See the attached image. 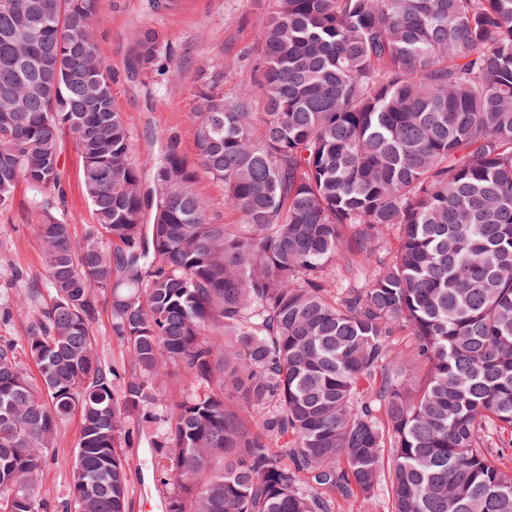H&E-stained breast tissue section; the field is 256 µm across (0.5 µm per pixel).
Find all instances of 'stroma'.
Returning a JSON list of instances; mask_svg holds the SVG:
<instances>
[{
    "label": "stroma",
    "instance_id": "stroma-1",
    "mask_svg": "<svg viewBox=\"0 0 512 512\" xmlns=\"http://www.w3.org/2000/svg\"><path fill=\"white\" fill-rule=\"evenodd\" d=\"M100 24L97 48L112 68L116 112L130 132L133 159L142 167L146 196H153L152 161L176 142L186 159L196 154L195 127L190 114L195 91L206 78L219 81L229 98L252 89L256 80L254 35L261 17L254 0H178L170 10L148 11L146 0H95ZM155 30L166 49L152 74L137 63L138 32ZM66 203L59 215L82 240L93 221L81 181V159L73 147L62 154ZM30 194L18 187L12 204L0 210V341L22 344L28 313L12 301L16 288L28 283L46 288L44 259L29 209ZM24 280H16L15 272ZM79 416L63 424L48 456L40 495L45 512H61L69 497V472L80 437ZM160 431L151 426L134 433L125 454L130 463L127 512H165V491L159 481L153 442Z\"/></svg>",
    "mask_w": 512,
    "mask_h": 512
}]
</instances>
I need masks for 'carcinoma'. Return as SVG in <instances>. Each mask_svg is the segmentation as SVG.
Segmentation results:
<instances>
[{
    "label": "carcinoma",
    "instance_id": "1",
    "mask_svg": "<svg viewBox=\"0 0 512 512\" xmlns=\"http://www.w3.org/2000/svg\"><path fill=\"white\" fill-rule=\"evenodd\" d=\"M255 4L263 111L201 85L197 157L155 159L147 221L93 0H0V209L28 187L51 293L15 295L38 377L0 343V512H42L74 413L65 512H126L130 424L159 406L167 512H335L372 501L385 459L391 512H512L489 442L512 434V0ZM137 46L152 69L156 32ZM66 138L94 216L78 244ZM196 191L212 212L224 215V189L221 184L203 177L198 181ZM110 309L109 297L107 295L101 297L94 323V334L102 358L107 364L112 365V363H122L123 360H126L127 355L125 347L112 336ZM80 428L78 415L67 419L63 424L62 435L48 456L40 489V496L47 505L44 512H62V505L69 498V472L79 441Z\"/></svg>",
    "mask_w": 512,
    "mask_h": 512
}]
</instances>
